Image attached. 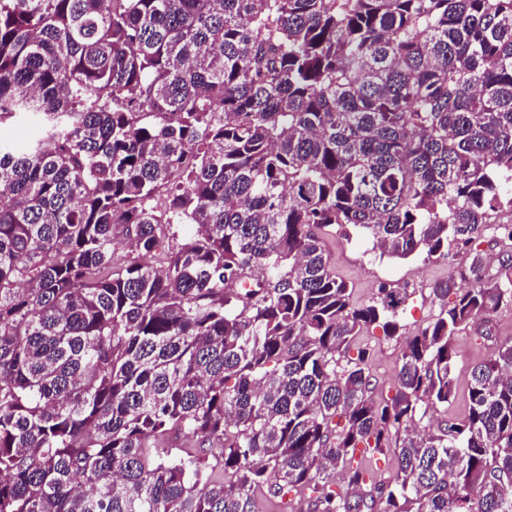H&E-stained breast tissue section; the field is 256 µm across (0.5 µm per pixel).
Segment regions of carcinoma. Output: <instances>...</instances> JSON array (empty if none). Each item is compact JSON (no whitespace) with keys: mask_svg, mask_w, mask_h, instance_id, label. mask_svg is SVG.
I'll return each instance as SVG.
<instances>
[{"mask_svg":"<svg viewBox=\"0 0 512 512\" xmlns=\"http://www.w3.org/2000/svg\"><path fill=\"white\" fill-rule=\"evenodd\" d=\"M12 122L38 135L0 155V512H512V339L424 422L454 336L512 307V255L474 249L512 210V0H0ZM331 227L470 277L408 335L412 291L356 303ZM478 243H481L480 249L483 250V253L486 256H491V262H487L488 273L491 275L496 274L500 269L502 260L507 259V254L510 255L512 252L510 242H507L509 245L498 243L495 241L494 236L486 230ZM360 341L370 342L374 347L372 370L378 384L375 395L379 398L391 396L403 340H377L371 336H361Z\"/></svg>","mask_w":512,"mask_h":512,"instance_id":"obj_1","label":"carcinoma"}]
</instances>
